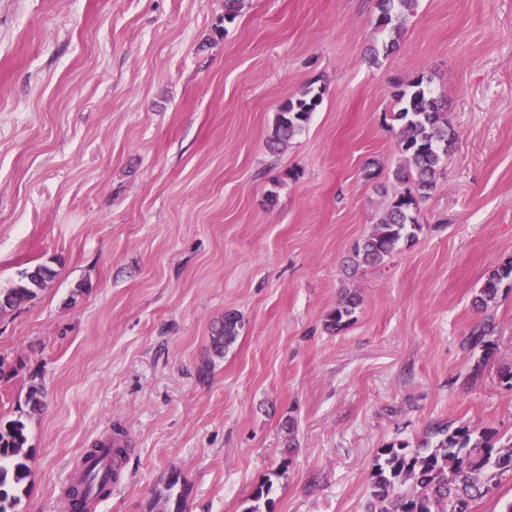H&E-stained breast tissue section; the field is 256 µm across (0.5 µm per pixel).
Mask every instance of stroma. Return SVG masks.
Instances as JSON below:
<instances>
[{
    "label": "stroma",
    "mask_w": 512,
    "mask_h": 512,
    "mask_svg": "<svg viewBox=\"0 0 512 512\" xmlns=\"http://www.w3.org/2000/svg\"><path fill=\"white\" fill-rule=\"evenodd\" d=\"M376 0H0V421H23L15 512H66L84 451L121 429L101 512H366L378 448L438 419L512 435V389L463 340L512 260V0H419L379 63ZM225 25L224 34L216 26ZM430 78L456 140L422 232L382 265L353 247L398 161L393 76ZM323 91L271 154L277 107ZM362 304L331 334L346 291ZM243 327L215 356L225 312ZM512 361V279L490 308ZM38 385L40 409L27 396ZM181 479L188 492L170 493ZM512 277V262H508L491 270L486 276L482 287L479 289L478 294L475 297V305L485 313L488 312L490 305L495 303L499 287L503 280ZM56 277L48 264H40L21 274L19 282L11 288L0 289V313L14 310L35 298Z\"/></svg>",
    "instance_id": "obj_1"
}]
</instances>
